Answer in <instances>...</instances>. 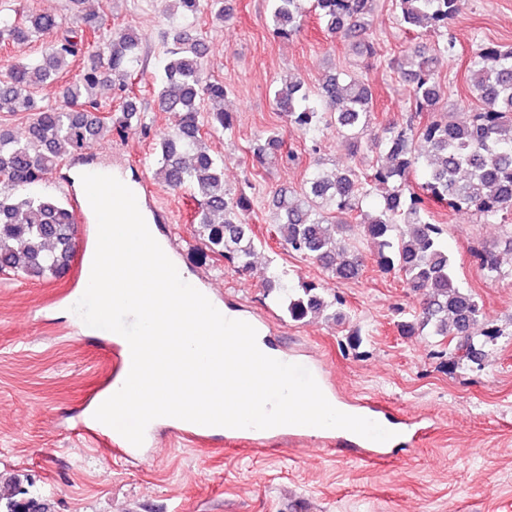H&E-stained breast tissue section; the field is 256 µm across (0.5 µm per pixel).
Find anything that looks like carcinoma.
<instances>
[{"instance_id":"carcinoma-1","label":"carcinoma","mask_w":512,"mask_h":512,"mask_svg":"<svg viewBox=\"0 0 512 512\" xmlns=\"http://www.w3.org/2000/svg\"><path fill=\"white\" fill-rule=\"evenodd\" d=\"M169 22L166 61L157 93L158 106L173 115L170 130L159 138L155 175L173 191L187 190L194 201L195 237L234 271L252 265L256 245L247 222V198L224 188V161L211 153L203 128L231 129L229 113L203 110L205 101H221L227 88L204 77L210 46L194 33L198 14L208 10L224 19V0H165ZM373 0H271L273 34L290 39L300 32L306 13L316 16L321 29L351 41L355 54L377 55L368 35L366 16ZM400 25L433 32L439 40L418 45L391 66L409 82L410 116L390 122L372 134L374 95L359 76L327 72L315 91L293 75L280 78L274 93L284 127L312 141L313 153L322 148L323 129H336L350 153L370 140L384 155L383 163L366 176L352 167L328 170L315 163L306 171L300 190L275 192L273 232L288 252L319 264L338 281L358 279L366 258L344 237L346 216L363 213L359 227L376 247L375 262L402 277L420 296L419 309L401 332L448 340V363L456 368L478 364L482 347L500 330L486 318L472 291L458 283L455 261L448 252L442 225L435 222L430 203L453 211L470 212L485 224H499L512 216V47L479 48L470 60L472 92L481 106L463 122L450 123L439 115L445 90L437 73L439 59L454 57L456 44L450 25L460 14L463 0H395ZM80 34H58V18L27 11L0 16V44L44 38L41 57L13 65L0 80V112L34 114L23 140L0 129V272L27 280L56 276L70 265L76 249L78 225L69 203L55 198L18 193L37 183L75 153L91 144L124 136L132 118L141 111L129 81L141 62L143 37L126 28L111 38L102 35L103 19L85 14ZM92 43L78 78L61 86L66 106L45 108L37 93L48 80L67 70ZM119 91L117 108L101 109L96 89ZM430 118L417 126L414 119ZM264 143L252 149L260 166L272 158L295 161L282 152V129L274 127ZM421 171L422 182L411 176ZM512 254V232L503 252L477 249L474 257L490 279L503 275V255ZM268 293L293 321L319 315L343 304L325 296L313 282L294 279L276 268L265 281ZM6 498L0 512H47L34 498Z\"/></svg>"}]
</instances>
